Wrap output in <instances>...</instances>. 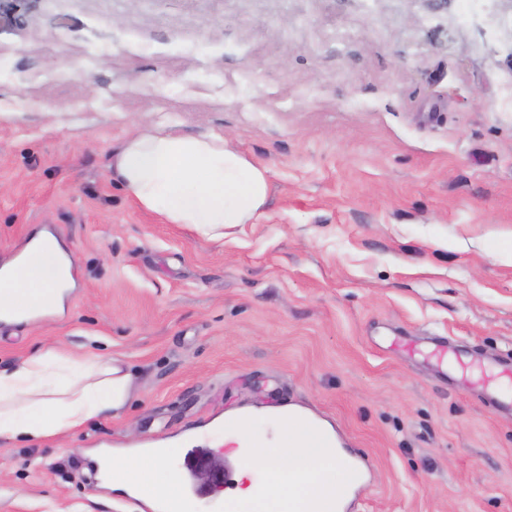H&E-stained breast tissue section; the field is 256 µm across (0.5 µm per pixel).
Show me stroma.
I'll return each instance as SVG.
<instances>
[{
    "instance_id": "35a3bbf8",
    "label": "stroma",
    "mask_w": 512,
    "mask_h": 512,
    "mask_svg": "<svg viewBox=\"0 0 512 512\" xmlns=\"http://www.w3.org/2000/svg\"><path fill=\"white\" fill-rule=\"evenodd\" d=\"M152 125L265 166L256 223L142 210L112 154ZM42 231L74 286L0 323V370L55 346L133 387L0 439V512H151L96 456L234 469L225 417L283 406L358 459L355 512H512V381L477 364L512 357V0H0V264Z\"/></svg>"
}]
</instances>
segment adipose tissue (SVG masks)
Listing matches in <instances>:
<instances>
[{
    "mask_svg": "<svg viewBox=\"0 0 512 512\" xmlns=\"http://www.w3.org/2000/svg\"><path fill=\"white\" fill-rule=\"evenodd\" d=\"M112 171L144 210L169 224H184L198 238L224 240L229 229L254 223L264 209L266 168L221 136L195 137L163 128L130 134L112 158ZM72 286L69 260L47 235L34 238L23 253L0 267V320L35 318L62 305ZM129 373L112 361L62 355L50 346L15 368L0 370V438L38 441L70 431L109 410H120L131 395ZM287 438L272 450L247 449L241 435L251 424L232 425L231 442L244 460L228 492L224 512H336L360 475L349 466L333 436L312 446L298 417H280ZM166 454L145 457L98 456L109 487L147 502L162 498L165 512H192L182 499L177 476L160 466Z\"/></svg>",
    "mask_w": 512,
    "mask_h": 512,
    "instance_id": "1",
    "label": "adipose tissue"
}]
</instances>
